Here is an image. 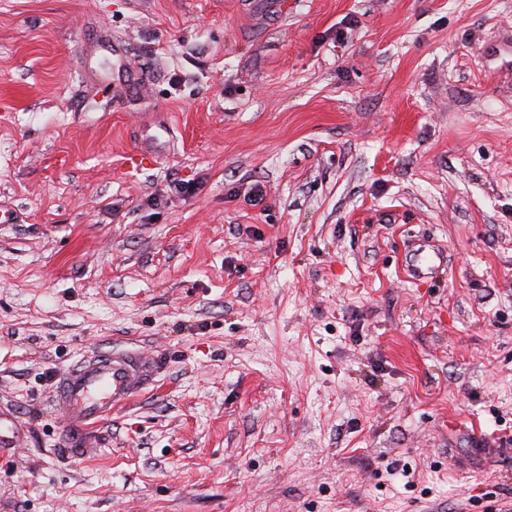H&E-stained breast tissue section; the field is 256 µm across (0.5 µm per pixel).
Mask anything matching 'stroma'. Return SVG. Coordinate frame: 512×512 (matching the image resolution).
I'll use <instances>...</instances> for the list:
<instances>
[{"mask_svg":"<svg viewBox=\"0 0 512 512\" xmlns=\"http://www.w3.org/2000/svg\"><path fill=\"white\" fill-rule=\"evenodd\" d=\"M278 2L0 0V512H512V0ZM158 359L134 353L96 354L77 362L59 377L53 401L63 423V438L89 447V432L107 419L157 374Z\"/></svg>","mask_w":512,"mask_h":512,"instance_id":"obj_1","label":"stroma"}]
</instances>
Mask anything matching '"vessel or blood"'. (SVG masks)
<instances>
[{
    "instance_id": "b4317fda",
    "label": "vessel or blood",
    "mask_w": 512,
    "mask_h": 512,
    "mask_svg": "<svg viewBox=\"0 0 512 512\" xmlns=\"http://www.w3.org/2000/svg\"><path fill=\"white\" fill-rule=\"evenodd\" d=\"M158 368L153 356L106 353L81 360L65 371L53 393L64 439L74 446H86L89 432L107 419L114 406L139 392Z\"/></svg>"
}]
</instances>
